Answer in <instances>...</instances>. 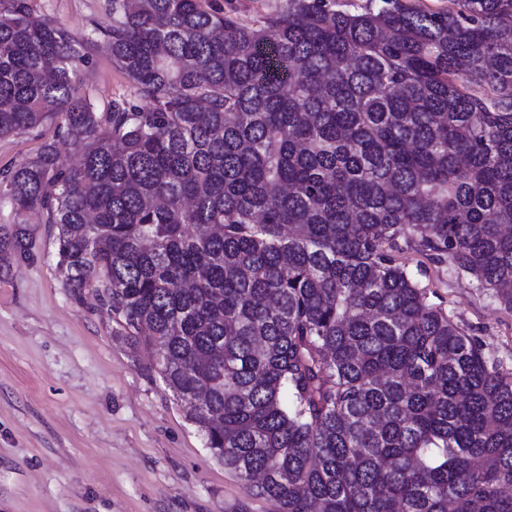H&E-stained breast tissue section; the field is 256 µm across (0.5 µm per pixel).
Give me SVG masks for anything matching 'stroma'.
<instances>
[{
	"label": "stroma",
	"instance_id": "1",
	"mask_svg": "<svg viewBox=\"0 0 512 512\" xmlns=\"http://www.w3.org/2000/svg\"><path fill=\"white\" fill-rule=\"evenodd\" d=\"M86 44L82 92L99 110L134 89L112 63L102 31L107 0H31ZM55 121L0 137V169L34 156L55 139ZM62 161L74 158L56 141ZM25 220L34 259L0 269V512H274L250 496L206 448L196 427L144 356L113 336L92 291L74 299L57 271V229L43 215L18 216L0 193V224ZM432 301L504 370L512 371V308L479 291L448 263L406 251Z\"/></svg>",
	"mask_w": 512,
	"mask_h": 512
}]
</instances>
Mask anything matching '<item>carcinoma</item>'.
Masks as SVG:
<instances>
[{
  "label": "carcinoma",
  "mask_w": 512,
  "mask_h": 512,
  "mask_svg": "<svg viewBox=\"0 0 512 512\" xmlns=\"http://www.w3.org/2000/svg\"><path fill=\"white\" fill-rule=\"evenodd\" d=\"M135 95L80 92L83 43L0 0V170L224 469L276 512H512V372L397 253L512 306V0H108ZM0 225V267L32 260ZM282 0H212L216 8H222L224 11L235 12L240 18L251 23V20L261 14H265L274 9ZM56 123L57 120H47L30 134L0 137V169L34 156L44 142L55 139Z\"/></svg>",
  "instance_id": "obj_1"
}]
</instances>
